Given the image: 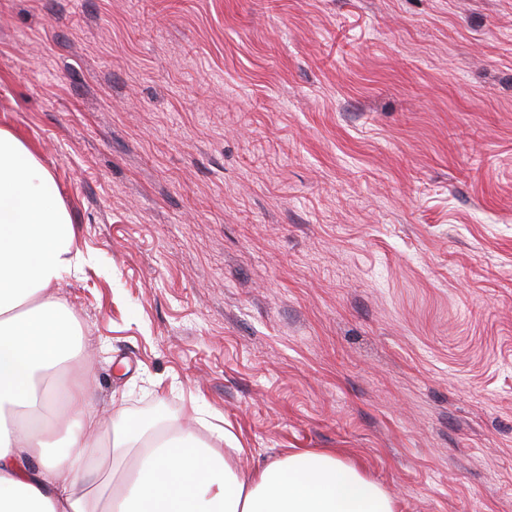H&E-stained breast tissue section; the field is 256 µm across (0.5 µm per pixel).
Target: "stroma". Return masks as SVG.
Wrapping results in <instances>:
<instances>
[{"label":"stroma","instance_id":"35a3bbf8","mask_svg":"<svg viewBox=\"0 0 512 512\" xmlns=\"http://www.w3.org/2000/svg\"><path fill=\"white\" fill-rule=\"evenodd\" d=\"M0 128L96 406L512 512V0H0Z\"/></svg>","mask_w":512,"mask_h":512}]
</instances>
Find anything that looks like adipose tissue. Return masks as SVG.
<instances>
[{"mask_svg":"<svg viewBox=\"0 0 512 512\" xmlns=\"http://www.w3.org/2000/svg\"><path fill=\"white\" fill-rule=\"evenodd\" d=\"M50 172L0 128V512H395L334 452L295 449L241 469L238 438L210 425L155 432L109 422L58 382L82 331L52 287L84 262Z\"/></svg>","mask_w":512,"mask_h":512,"instance_id":"adipose-tissue-1","label":"adipose tissue"}]
</instances>
